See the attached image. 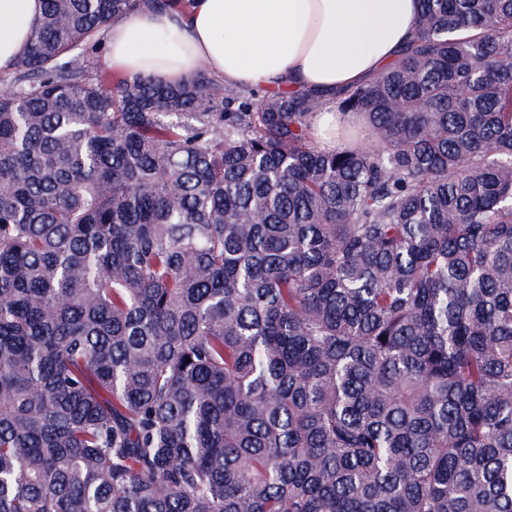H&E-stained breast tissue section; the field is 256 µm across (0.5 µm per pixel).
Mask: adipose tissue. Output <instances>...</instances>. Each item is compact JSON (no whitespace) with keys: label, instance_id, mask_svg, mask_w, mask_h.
Instances as JSON below:
<instances>
[{"label":"adipose tissue","instance_id":"ef3b65f1","mask_svg":"<svg viewBox=\"0 0 512 512\" xmlns=\"http://www.w3.org/2000/svg\"><path fill=\"white\" fill-rule=\"evenodd\" d=\"M419 0H192L139 10L103 31L113 70L177 84L199 67L224 84L333 93L389 67L412 37ZM42 0H0V72L10 71Z\"/></svg>","mask_w":512,"mask_h":512}]
</instances>
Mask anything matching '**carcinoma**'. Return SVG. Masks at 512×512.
Here are the masks:
<instances>
[{
    "mask_svg": "<svg viewBox=\"0 0 512 512\" xmlns=\"http://www.w3.org/2000/svg\"><path fill=\"white\" fill-rule=\"evenodd\" d=\"M0 78V512H512V0H421L333 94ZM317 112H324L315 124V136L329 148L340 146L343 140L336 138V125L331 126L332 113H336V104L332 100L325 101ZM329 112V113H328Z\"/></svg>",
    "mask_w": 512,
    "mask_h": 512,
    "instance_id": "carcinoma-1",
    "label": "carcinoma"
}]
</instances>
